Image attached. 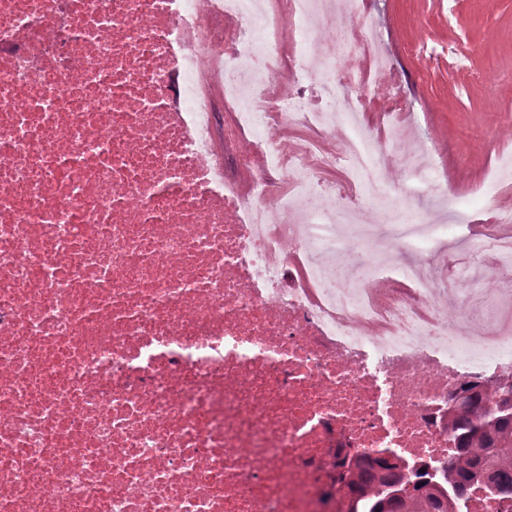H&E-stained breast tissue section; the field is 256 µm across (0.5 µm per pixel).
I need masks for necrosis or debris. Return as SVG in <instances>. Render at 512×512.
<instances>
[{"instance_id": "1", "label": "necrosis or debris", "mask_w": 512, "mask_h": 512, "mask_svg": "<svg viewBox=\"0 0 512 512\" xmlns=\"http://www.w3.org/2000/svg\"><path fill=\"white\" fill-rule=\"evenodd\" d=\"M282 8L0 0V512H347L345 458L447 463L512 376V210L431 223L430 149L360 119L376 32ZM204 72L282 184L231 185Z\"/></svg>"}]
</instances>
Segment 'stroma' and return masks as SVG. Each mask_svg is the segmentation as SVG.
Returning a JSON list of instances; mask_svg holds the SVG:
<instances>
[{
    "mask_svg": "<svg viewBox=\"0 0 512 512\" xmlns=\"http://www.w3.org/2000/svg\"><path fill=\"white\" fill-rule=\"evenodd\" d=\"M346 23H369L379 50L391 56L390 81L370 84L364 122L387 132L398 109L435 154V175L457 195L479 196L499 161L497 144L512 146V79L488 86L486 71L512 72V0H362ZM456 67H449V57ZM484 125L493 144L465 138Z\"/></svg>",
    "mask_w": 512,
    "mask_h": 512,
    "instance_id": "35a3bbf8",
    "label": "stroma"
}]
</instances>
